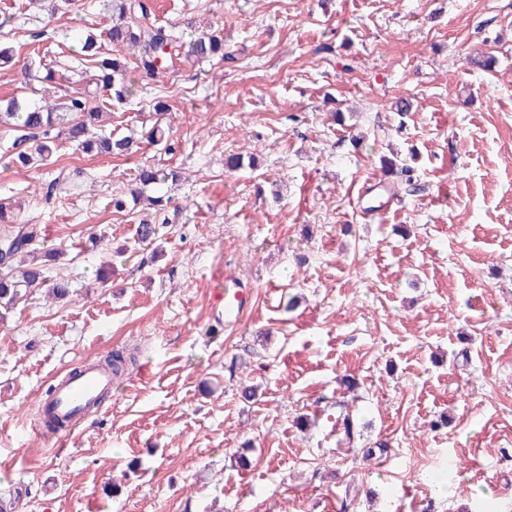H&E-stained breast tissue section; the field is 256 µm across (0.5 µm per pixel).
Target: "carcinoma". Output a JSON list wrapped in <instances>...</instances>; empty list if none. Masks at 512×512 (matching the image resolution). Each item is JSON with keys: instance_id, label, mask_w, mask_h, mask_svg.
<instances>
[{"instance_id": "obj_1", "label": "carcinoma", "mask_w": 512, "mask_h": 512, "mask_svg": "<svg viewBox=\"0 0 512 512\" xmlns=\"http://www.w3.org/2000/svg\"><path fill=\"white\" fill-rule=\"evenodd\" d=\"M111 25L100 33L86 32L80 39V53L93 68L91 82L105 98H96L85 89L66 93L62 101L41 99L28 103L17 97L0 99V128L17 132L5 147V153L20 167L44 164L52 160L64 138L87 154L125 156L133 153L135 139L114 138L101 131L103 111L124 104L133 95L130 67L121 56L123 49L138 52L134 65L142 74L153 77L175 62L196 64L214 58L224 59V37L199 31L188 39L176 35L172 28L157 24L145 0H110ZM26 75L37 82L55 81V70L43 60L30 62ZM175 170L143 167L135 177V186L112 194V208L125 212L141 207L143 216L136 228L140 245L158 238V226L169 223L168 205L172 197L151 193L150 187L176 184ZM0 224H12L14 230L0 237V310H9L22 294L45 284L43 265L38 262L34 243L39 238L37 225L21 218L0 203ZM135 362L123 351H113L102 365L117 372Z\"/></svg>"}]
</instances>
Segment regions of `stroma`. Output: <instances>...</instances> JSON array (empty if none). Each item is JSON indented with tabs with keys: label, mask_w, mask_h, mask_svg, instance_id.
Listing matches in <instances>:
<instances>
[{
	"label": "stroma",
	"mask_w": 512,
	"mask_h": 512,
	"mask_svg": "<svg viewBox=\"0 0 512 512\" xmlns=\"http://www.w3.org/2000/svg\"><path fill=\"white\" fill-rule=\"evenodd\" d=\"M148 2L184 36L220 30L230 60L135 77L110 125L139 137L134 155L65 145L24 169L0 153V203L41 227L40 250L64 249L53 271L71 288L59 302L33 291L0 322V493L27 490L22 512H512L498 462L512 446V0ZM19 7L0 97L40 98L20 71L38 41L61 49L64 95L106 0L52 15L0 0V16ZM155 98L171 152L144 139ZM394 153L421 190L370 218L357 191ZM229 154L256 165L228 171ZM142 166L182 174L149 246L138 213L109 204ZM63 169L81 176L45 200ZM228 273L254 287L234 326L214 314ZM133 347L73 435L34 434L65 369Z\"/></svg>",
	"instance_id": "obj_1"
}]
</instances>
